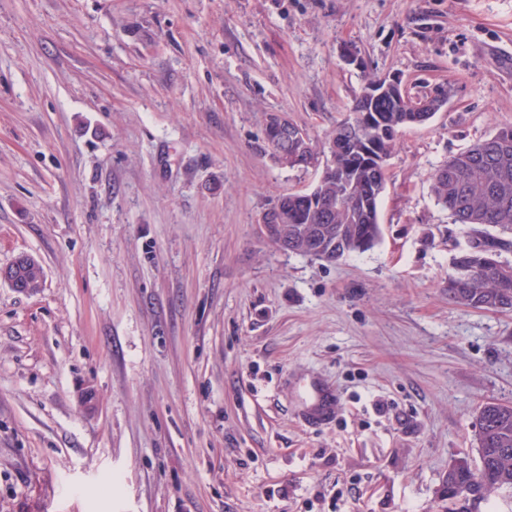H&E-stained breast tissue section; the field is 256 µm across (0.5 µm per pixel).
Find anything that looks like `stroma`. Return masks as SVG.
<instances>
[{
	"instance_id": "35a3bbf8",
	"label": "stroma",
	"mask_w": 512,
	"mask_h": 512,
	"mask_svg": "<svg viewBox=\"0 0 512 512\" xmlns=\"http://www.w3.org/2000/svg\"><path fill=\"white\" fill-rule=\"evenodd\" d=\"M385 75L451 91L396 137L377 241L279 247L263 210L321 171L267 114L320 147ZM508 123L512 0H0V266L46 273L0 284V512H448L512 309L449 301L432 175ZM265 136L268 144H274L281 137H290L298 141L301 146L297 151L296 159L302 165L307 162L310 166H319L321 164V153H316L308 144L307 137L293 124L288 118L280 112H273L267 115L265 122ZM314 147V146H313ZM36 262V260L26 254H22L14 259V261L4 267H0V282L7 283L14 291L19 293H30L32 292V286L26 281L27 279H31L38 287L39 279L41 278V269L42 266L39 267L32 266ZM32 266L30 269H25ZM24 268V269H23ZM20 275L23 276L24 279L20 278ZM308 411L304 421L313 428L327 425L340 406L336 392L327 385L313 384L307 394Z\"/></svg>"
}]
</instances>
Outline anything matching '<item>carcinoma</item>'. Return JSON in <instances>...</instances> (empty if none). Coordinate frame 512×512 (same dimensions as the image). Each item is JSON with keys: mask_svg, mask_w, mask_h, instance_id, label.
I'll use <instances>...</instances> for the list:
<instances>
[{"mask_svg": "<svg viewBox=\"0 0 512 512\" xmlns=\"http://www.w3.org/2000/svg\"><path fill=\"white\" fill-rule=\"evenodd\" d=\"M350 112L348 122H364L360 142L336 155L330 165L333 173L314 197L297 194L288 198L283 232L297 253H304L302 241L314 227L323 251L336 245L345 256L368 250L379 234V198L373 194L377 160L391 155L398 133L415 125V113L391 94H359ZM296 149L293 141L282 140L273 154L281 165L293 168L291 157ZM432 191L455 222L469 229V242L487 250L485 254L466 250L455 258L454 272L448 275V298L472 309H512V263L501 260L502 253L512 248V240L488 231L490 227L512 231V124L438 167ZM345 192L352 195V205L337 208L330 223H322L326 202ZM479 420L480 465L472 466L465 457L448 465V488L470 483L468 496H448V502L455 505L449 512H471L492 492L512 489V405L487 403L480 408Z\"/></svg>", "mask_w": 512, "mask_h": 512, "instance_id": "1", "label": "carcinoma"}]
</instances>
